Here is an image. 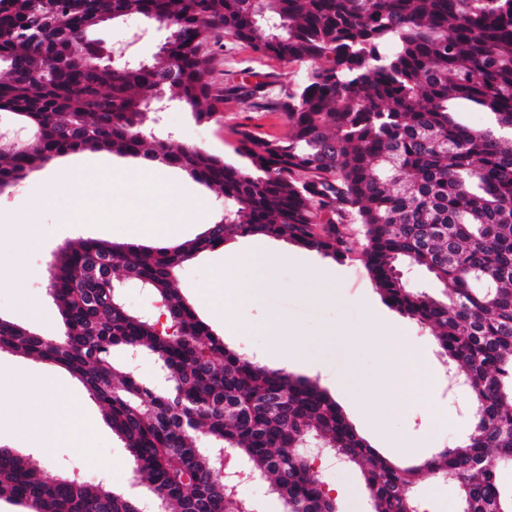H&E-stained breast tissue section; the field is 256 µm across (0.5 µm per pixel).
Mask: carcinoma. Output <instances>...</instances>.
<instances>
[{
	"label": "carcinoma",
	"mask_w": 512,
	"mask_h": 512,
	"mask_svg": "<svg viewBox=\"0 0 512 512\" xmlns=\"http://www.w3.org/2000/svg\"><path fill=\"white\" fill-rule=\"evenodd\" d=\"M138 16L170 31L153 59L79 67L93 32ZM287 64L314 63L281 109L285 139L237 130L243 164L148 139L145 94L165 77L199 122L234 96L207 80L221 37ZM0 112L34 131L0 151V191L71 152L157 158L224 194L198 238L150 247L79 239L54 255L49 294L64 333L0 318V352L53 362L106 411L157 512H249L214 477L212 450L271 481L287 512H337L309 443L358 469L373 512H423V474L457 478L459 512H512V0H0ZM469 102L484 126L455 119ZM282 238L343 265L361 257L381 300L430 331L470 396L467 437L420 464L381 456L318 383L224 344L178 288L198 253L241 237ZM100 261L106 273L85 278ZM435 290L412 285L403 267ZM166 324L130 311L126 286ZM132 350L163 387L114 358ZM27 512H137L108 483L81 485L0 448V502Z\"/></svg>",
	"instance_id": "1"
}]
</instances>
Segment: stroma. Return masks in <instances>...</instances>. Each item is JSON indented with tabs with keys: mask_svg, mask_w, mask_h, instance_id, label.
<instances>
[{
	"mask_svg": "<svg viewBox=\"0 0 512 512\" xmlns=\"http://www.w3.org/2000/svg\"><path fill=\"white\" fill-rule=\"evenodd\" d=\"M166 30L147 24L139 18L119 19L102 24L96 32L104 51L126 47L128 55L151 59L167 40ZM308 73L307 66L288 65L255 52L248 44L223 38L216 47L215 60L208 73L211 83L233 87L253 86L255 80L266 85L263 104L232 100L225 104L216 120L196 122L190 109H174L162 113L152 131L156 137L172 138L173 142L206 150L236 161L233 151L235 130L247 129L258 134L282 138L288 133L279 102L296 89ZM131 156L112 152L84 151L54 159L26 175L15 186L0 191V213L13 217L12 223L0 226V317L24 325L42 336L58 337L64 332L59 311L47 293L48 263L53 253L65 242L76 239H100L123 243L130 241V231L145 223L149 203H135L119 184L104 188L109 198L108 211L89 210L83 223L74 224L69 214L74 206V175L80 167L101 163L120 169L134 164ZM35 189L48 191L49 197L39 215L40 242L23 247L28 228L27 195ZM272 252L288 253V262L271 267L270 288L260 306L249 317L250 331L234 336L216 324L214 316L199 301V292L212 279L215 268L224 261L223 249L197 254L178 273L182 295L193 304L198 316L212 324L225 344L250 354H258L268 342L257 332L271 314H278L296 328L292 341L296 358L289 362L288 372L318 381L340 405L347 420L373 448L384 457L393 452L384 434L366 421L363 408L368 399L361 391L359 379L375 371L377 351L363 339L364 318L358 305L367 299L380 315L402 325L414 341L431 372L438 377L432 405L418 406L413 414L386 410L387 431L412 430L415 436L428 437L429 446L423 458H430L435 449L457 444L471 430L470 399L466 390L451 383L446 367L429 332L383 305L360 258L336 264L321 254L299 248L280 238H263ZM28 298L30 308H22L21 298ZM18 370L29 378L49 373L61 378L68 387L60 404L64 409L95 426L86 446L77 447L57 438L51 427H37L35 420L8 418L0 426V446L14 449L41 466L46 472L64 476L78 483L90 484L107 480L111 488L138 499L142 508H149L150 494L145 486L133 485L131 464L122 441L105 420L103 407L91 399L82 385L66 370L51 362L0 353V371ZM51 442V459H44L38 444ZM327 489L335 498L340 512H372L369 492L358 477L324 457L319 463ZM414 495L426 503L428 512H457V481L447 478L423 479L413 489Z\"/></svg>",
	"mask_w": 512,
	"mask_h": 512,
	"instance_id": "stroma-1",
	"label": "stroma"
}]
</instances>
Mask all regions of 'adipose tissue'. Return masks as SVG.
I'll list each match as a JSON object with an SVG mask.
<instances>
[{
    "mask_svg": "<svg viewBox=\"0 0 512 512\" xmlns=\"http://www.w3.org/2000/svg\"><path fill=\"white\" fill-rule=\"evenodd\" d=\"M158 168V162L143 159L136 166L118 172L109 167L81 171L75 179L82 191L72 211L73 223H82L89 209L105 208L106 202L97 188L116 180L135 199L156 198L161 201L163 217L151 218L143 227L144 233L157 240L173 237L176 226L187 214L205 213L208 205L201 198L183 196L174 186L162 181L157 175ZM268 268L269 259L263 251H225L223 267L205 289V296L215 313L224 315L225 293H236L238 313L233 316L232 323L238 329H248L245 313L261 301L263 291L259 283L265 280ZM373 340L381 356L376 376L364 378V387L379 395L392 392L399 410L409 409L417 402L420 392L435 384V375L424 367L411 337L402 333L398 326L391 324L384 329H376ZM61 390L62 384L54 376L47 375L41 379L37 387V401L43 410L42 419L54 422L60 436L80 438L84 433L83 425L54 403Z\"/></svg>",
    "mask_w": 512,
    "mask_h": 512,
    "instance_id": "ef3b65f1",
    "label": "adipose tissue"
}]
</instances>
